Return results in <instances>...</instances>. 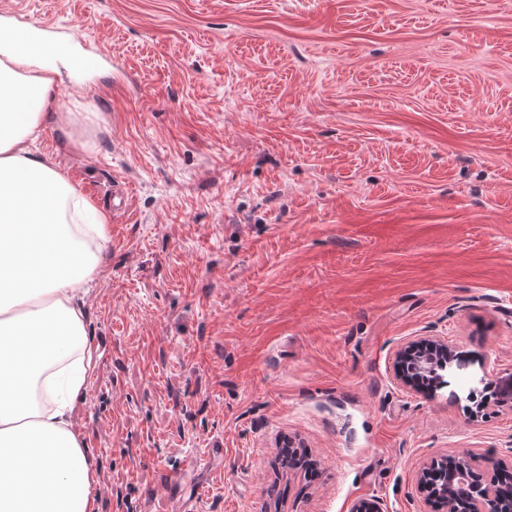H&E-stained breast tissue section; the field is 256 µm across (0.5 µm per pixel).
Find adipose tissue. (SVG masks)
I'll use <instances>...</instances> for the list:
<instances>
[{"label":"adipose tissue","instance_id":"adipose-tissue-1","mask_svg":"<svg viewBox=\"0 0 512 512\" xmlns=\"http://www.w3.org/2000/svg\"><path fill=\"white\" fill-rule=\"evenodd\" d=\"M50 47L0 27V512H97L98 471L73 423L97 347L82 309L108 216L27 147L58 102Z\"/></svg>","mask_w":512,"mask_h":512}]
</instances>
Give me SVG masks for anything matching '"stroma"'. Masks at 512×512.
Wrapping results in <instances>:
<instances>
[{
  "instance_id": "35a3bbf8",
  "label": "stroma",
  "mask_w": 512,
  "mask_h": 512,
  "mask_svg": "<svg viewBox=\"0 0 512 512\" xmlns=\"http://www.w3.org/2000/svg\"><path fill=\"white\" fill-rule=\"evenodd\" d=\"M4 23L49 26L84 144L32 150L110 213L72 409L97 512H433L432 460H512V409L464 410L512 374V0H0ZM425 337L456 354L432 396L394 375ZM286 438L311 469L277 464Z\"/></svg>"
}]
</instances>
